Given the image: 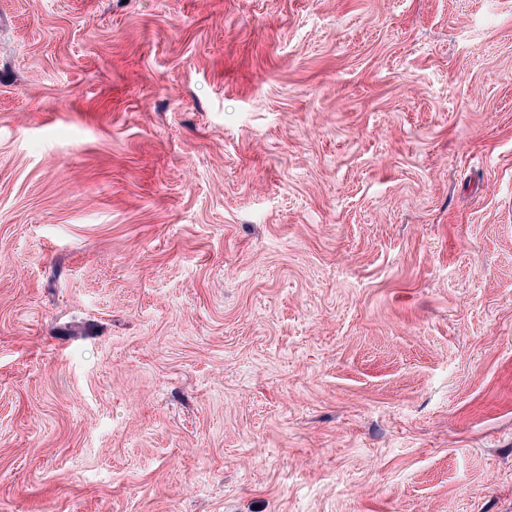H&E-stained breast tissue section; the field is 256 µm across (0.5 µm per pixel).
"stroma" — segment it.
I'll list each match as a JSON object with an SVG mask.
<instances>
[{"label":"stroma","instance_id":"obj_1","mask_svg":"<svg viewBox=\"0 0 512 512\" xmlns=\"http://www.w3.org/2000/svg\"><path fill=\"white\" fill-rule=\"evenodd\" d=\"M0 512H512V0H0Z\"/></svg>","mask_w":512,"mask_h":512}]
</instances>
